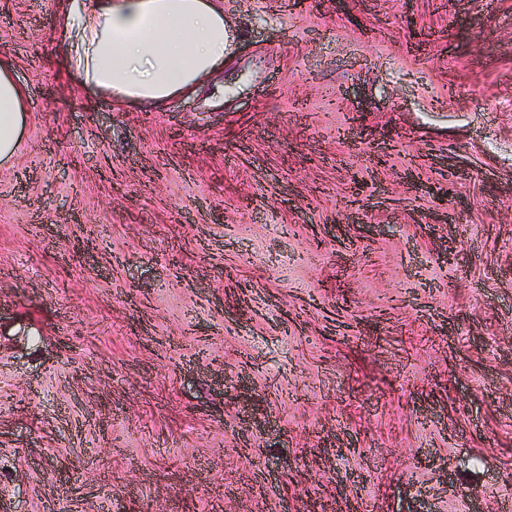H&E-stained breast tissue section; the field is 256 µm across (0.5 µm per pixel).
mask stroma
<instances>
[{"label":"stroma","mask_w":512,"mask_h":512,"mask_svg":"<svg viewBox=\"0 0 512 512\" xmlns=\"http://www.w3.org/2000/svg\"><path fill=\"white\" fill-rule=\"evenodd\" d=\"M58 3L0 0V512H503L512 0H224L159 111ZM24 92L12 70L0 65V160L10 159L19 147Z\"/></svg>","instance_id":"35a3bbf8"}]
</instances>
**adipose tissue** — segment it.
<instances>
[{"instance_id": "ef3b65f1", "label": "adipose tissue", "mask_w": 512, "mask_h": 512, "mask_svg": "<svg viewBox=\"0 0 512 512\" xmlns=\"http://www.w3.org/2000/svg\"><path fill=\"white\" fill-rule=\"evenodd\" d=\"M57 29L84 85L149 107L199 92L224 61V0H64ZM24 92L0 65V160L19 147Z\"/></svg>"}]
</instances>
